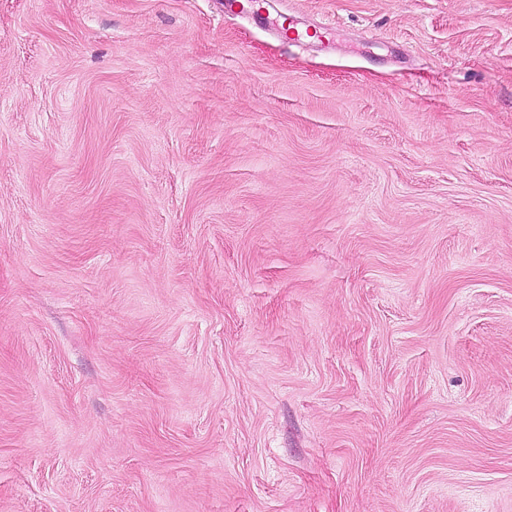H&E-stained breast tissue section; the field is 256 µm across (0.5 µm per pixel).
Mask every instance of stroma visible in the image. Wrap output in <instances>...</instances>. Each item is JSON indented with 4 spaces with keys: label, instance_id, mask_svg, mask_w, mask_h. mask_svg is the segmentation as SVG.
<instances>
[{
    "label": "stroma",
    "instance_id": "stroma-1",
    "mask_svg": "<svg viewBox=\"0 0 512 512\" xmlns=\"http://www.w3.org/2000/svg\"><path fill=\"white\" fill-rule=\"evenodd\" d=\"M0 512H512V0H0Z\"/></svg>",
    "mask_w": 512,
    "mask_h": 512
}]
</instances>
